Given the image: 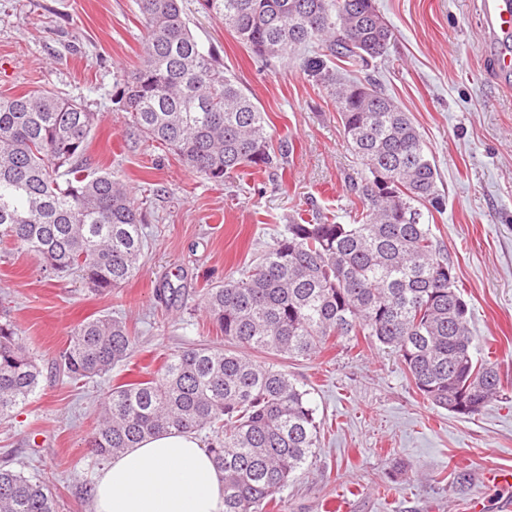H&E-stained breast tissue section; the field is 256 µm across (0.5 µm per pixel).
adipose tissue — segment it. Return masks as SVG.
Instances as JSON below:
<instances>
[{
    "label": "adipose tissue",
    "instance_id": "ef3b65f1",
    "mask_svg": "<svg viewBox=\"0 0 512 512\" xmlns=\"http://www.w3.org/2000/svg\"><path fill=\"white\" fill-rule=\"evenodd\" d=\"M94 512H224V475L196 432L160 433L101 469Z\"/></svg>",
    "mask_w": 512,
    "mask_h": 512
}]
</instances>
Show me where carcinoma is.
Masks as SVG:
<instances>
[{
	"label": "carcinoma",
	"mask_w": 512,
	"mask_h": 512,
	"mask_svg": "<svg viewBox=\"0 0 512 512\" xmlns=\"http://www.w3.org/2000/svg\"><path fill=\"white\" fill-rule=\"evenodd\" d=\"M252 55L286 62L315 48L303 67L336 98L349 149L366 176L351 188L364 201L350 224L287 225L238 277L205 291V311L224 338L282 359L310 358L332 339L368 336L395 353L423 400L473 416L498 398L497 364L473 353L469 309L456 273L434 242L421 207L440 212L434 158L396 101L367 72L395 32L374 0H198ZM145 33L134 71L118 79L117 104L132 125L214 183L247 169H277L267 113L204 48L182 0H138ZM92 113L51 92L0 97V238L45 271L82 273L93 293L140 270L143 217L122 181L90 171ZM134 336L109 316L82 321L54 360L82 381L130 355ZM42 369L22 331L0 320V421L32 395ZM298 379L270 362L199 344L170 354L148 380L104 397L92 449L104 461L172 429L208 433L224 472V512H269L318 448L320 422ZM51 482L0 466V512H57Z\"/></svg>",
	"instance_id": "carcinoma-1"
}]
</instances>
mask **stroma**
Returning a JSON list of instances; mask_svg holds the SVG:
<instances>
[{
	"instance_id": "1",
	"label": "stroma",
	"mask_w": 512,
	"mask_h": 512,
	"mask_svg": "<svg viewBox=\"0 0 512 512\" xmlns=\"http://www.w3.org/2000/svg\"><path fill=\"white\" fill-rule=\"evenodd\" d=\"M396 34L370 76L422 135L446 197L431 224L454 264L470 310L476 358H491L502 391L467 418L424 403L398 357L366 339L289 360L321 423L320 446L282 492L280 512H468L502 493L487 471L512 467V87L492 74L476 0H376ZM203 46L267 112L283 169L216 184L146 141L115 102L116 75L138 66L144 29L137 0H0V95L45 89L81 101L95 122L92 167L125 183L145 217L137 276L91 293L75 276L52 277L11 242L0 243V309L40 360L35 392L0 421V464L49 478L59 512H93L85 489L103 467L90 446L97 407L110 389L149 379L171 352L224 337L202 311L206 288L256 263L290 221L349 223L361 207L350 179L336 99L299 61L253 58L222 19L184 0ZM173 284L174 296L163 295ZM108 315L138 343L109 373L79 383L51 368L74 326Z\"/></svg>"
}]
</instances>
